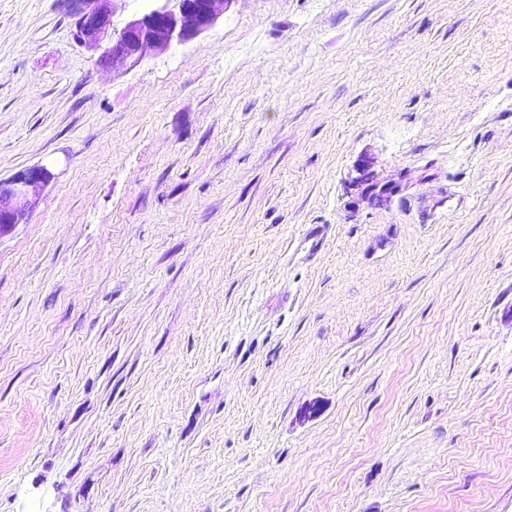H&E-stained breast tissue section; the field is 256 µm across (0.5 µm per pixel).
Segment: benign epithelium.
I'll list each match as a JSON object with an SVG mask.
<instances>
[{
	"label": "benign epithelium",
	"instance_id": "7a95c632",
	"mask_svg": "<svg viewBox=\"0 0 512 512\" xmlns=\"http://www.w3.org/2000/svg\"><path fill=\"white\" fill-rule=\"evenodd\" d=\"M74 17L75 38L99 52L101 63L114 71L129 70L151 54L168 50L175 42L185 43L212 29L233 0H178L177 9L152 6L129 20L121 29L112 27L120 0H65ZM51 178L44 165L20 170L0 179V238L19 224L27 223L36 205V191ZM358 184L362 194L386 203L398 192L395 185L381 184L362 165Z\"/></svg>",
	"mask_w": 512,
	"mask_h": 512
}]
</instances>
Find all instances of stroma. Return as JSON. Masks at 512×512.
I'll return each instance as SVG.
<instances>
[{
	"label": "stroma",
	"mask_w": 512,
	"mask_h": 512,
	"mask_svg": "<svg viewBox=\"0 0 512 512\" xmlns=\"http://www.w3.org/2000/svg\"><path fill=\"white\" fill-rule=\"evenodd\" d=\"M33 165L0 512H512V0H233L123 73L0 0ZM367 168V164L362 165L360 169L361 175L357 179L358 184L363 187L362 194L364 196L371 197L379 204L387 203L390 198L398 192L397 186L390 184H380L379 182L375 181L372 176H370Z\"/></svg>",
	"instance_id": "35a3bbf8"
}]
</instances>
